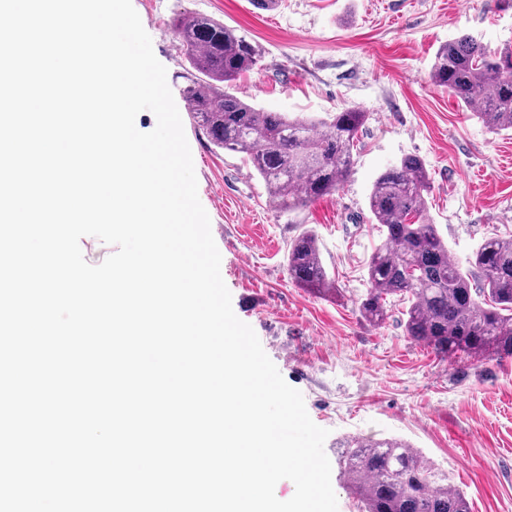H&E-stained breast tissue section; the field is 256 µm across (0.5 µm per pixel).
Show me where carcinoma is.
<instances>
[{"label":"carcinoma","mask_w":512,"mask_h":512,"mask_svg":"<svg viewBox=\"0 0 512 512\" xmlns=\"http://www.w3.org/2000/svg\"><path fill=\"white\" fill-rule=\"evenodd\" d=\"M171 33L199 74L184 89L188 111L214 145L251 164L276 217L295 214L343 186L367 113L351 107L315 118L258 109L231 91L232 82L261 58L246 34L197 15L176 20ZM430 79L490 130L512 131V48L492 50L461 35L438 47ZM429 190V174L414 155L373 181L368 208L381 241L367 265L360 316L380 327L391 300H405L404 335L436 356L512 358V236L485 239L463 268L430 222ZM287 262L299 287L317 297L336 291L313 233L289 244ZM474 270L480 288L472 285ZM339 466L362 512H471L466 493L448 473L396 439L355 438L341 449Z\"/></svg>","instance_id":"1"}]
</instances>
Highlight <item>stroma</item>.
Wrapping results in <instances>:
<instances>
[{
  "label": "stroma",
  "instance_id": "stroma-1",
  "mask_svg": "<svg viewBox=\"0 0 512 512\" xmlns=\"http://www.w3.org/2000/svg\"><path fill=\"white\" fill-rule=\"evenodd\" d=\"M132 5L176 105L193 71L168 31L200 14L261 45L258 67L233 84L249 104L302 116L344 107L368 114L342 188L288 223L277 220L248 163L181 114L233 310L302 393L312 421L328 429L338 512H359L336 466L354 437L406 440L463 488L471 512H512V358L437 357L405 337V306L396 300L379 328L358 311L378 242L372 183L403 156L424 162L429 218L456 262L466 264L487 237L512 235V133L492 132L429 79L448 40L469 34L493 49L512 47V0H282L272 11L249 0ZM305 231L318 237L336 295L315 297L289 278L288 246Z\"/></svg>",
  "mask_w": 512,
  "mask_h": 512
}]
</instances>
